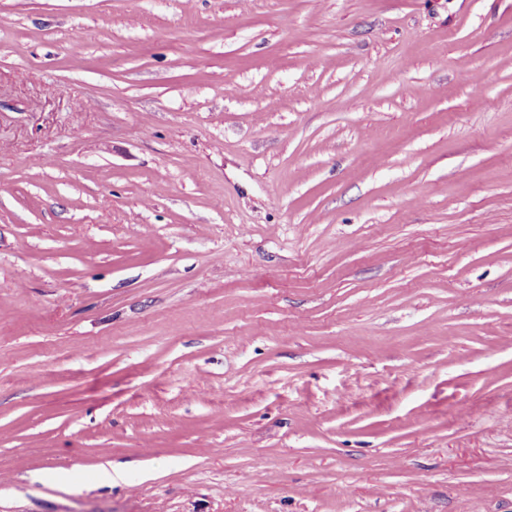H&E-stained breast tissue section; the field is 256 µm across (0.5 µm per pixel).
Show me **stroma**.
Returning a JSON list of instances; mask_svg holds the SVG:
<instances>
[{"label":"stroma","instance_id":"35a3bbf8","mask_svg":"<svg viewBox=\"0 0 512 512\" xmlns=\"http://www.w3.org/2000/svg\"><path fill=\"white\" fill-rule=\"evenodd\" d=\"M0 512H512V0H0Z\"/></svg>","mask_w":512,"mask_h":512}]
</instances>
